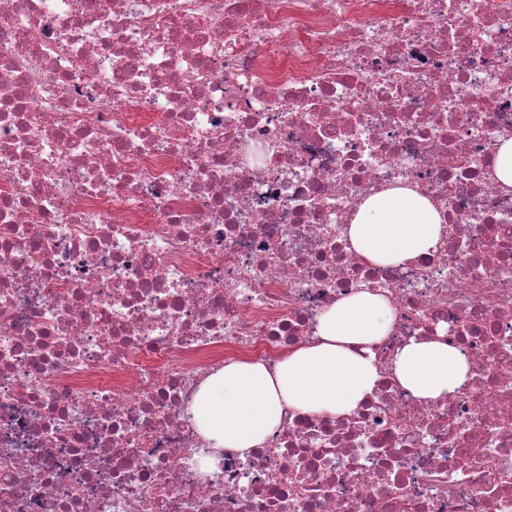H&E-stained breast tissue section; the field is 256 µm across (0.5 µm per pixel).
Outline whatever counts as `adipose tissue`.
<instances>
[{
	"label": "adipose tissue",
	"mask_w": 512,
	"mask_h": 512,
	"mask_svg": "<svg viewBox=\"0 0 512 512\" xmlns=\"http://www.w3.org/2000/svg\"><path fill=\"white\" fill-rule=\"evenodd\" d=\"M444 231L443 217L428 198L394 188L360 206L348 239L364 261L390 265L429 254ZM392 322L387 298L363 289L332 304L321 315L313 342L292 350L275 366L226 363L203 381L195 396L198 433L215 449L244 458L282 425L286 411L352 414L380 379L373 348ZM392 373L414 398L433 402L460 392L470 366L461 349L422 339L401 349Z\"/></svg>",
	"instance_id": "obj_1"
}]
</instances>
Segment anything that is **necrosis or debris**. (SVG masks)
Listing matches in <instances>:
<instances>
[{"label":"necrosis or debris","instance_id":"4bbe7bcc","mask_svg":"<svg viewBox=\"0 0 512 512\" xmlns=\"http://www.w3.org/2000/svg\"><path fill=\"white\" fill-rule=\"evenodd\" d=\"M509 139L512 0H0V512H512ZM393 186L446 231L372 266ZM363 288L367 402L211 451L203 379ZM427 338L471 370L431 403L391 373ZM494 174L504 189H512V139L500 143L492 160ZM439 210L411 189L393 188L367 199L348 228L352 249L373 265L428 255L445 231Z\"/></svg>","mask_w":512,"mask_h":512}]
</instances>
